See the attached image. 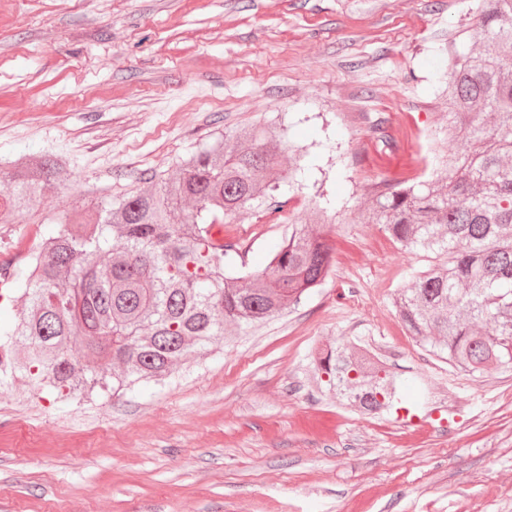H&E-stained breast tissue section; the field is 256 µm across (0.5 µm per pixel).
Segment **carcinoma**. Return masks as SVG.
Here are the masks:
<instances>
[{"label":"carcinoma","instance_id":"cac0c4a2","mask_svg":"<svg viewBox=\"0 0 512 512\" xmlns=\"http://www.w3.org/2000/svg\"><path fill=\"white\" fill-rule=\"evenodd\" d=\"M472 40L479 49L452 54L438 76L448 84L450 131L466 150L432 179L382 181L364 217L405 250L439 258L403 288L399 316L474 373L512 368V0H482ZM288 150L262 126L222 134L152 190L100 200L95 221L62 214L64 229L0 289L27 304L23 319L0 330V386L21 376L74 399L130 390L173 374L224 327L260 326L299 304L331 267L324 237L293 225L257 275L240 273L224 243V217L260 199L275 212L288 204L281 183L298 173L284 169ZM62 171L53 157L15 163L0 201L28 212ZM318 371L364 413L401 402L394 375L366 352L330 347Z\"/></svg>","mask_w":512,"mask_h":512}]
</instances>
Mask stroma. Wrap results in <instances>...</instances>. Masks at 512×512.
<instances>
[{
  "instance_id": "1",
  "label": "stroma",
  "mask_w": 512,
  "mask_h": 512,
  "mask_svg": "<svg viewBox=\"0 0 512 512\" xmlns=\"http://www.w3.org/2000/svg\"><path fill=\"white\" fill-rule=\"evenodd\" d=\"M480 0H0V189L58 155L36 214L0 207V258L58 232L88 187L154 186L213 134L284 128L317 167L283 211L224 227L247 272L316 203L335 218L322 285L227 328L164 382L63 400L0 388V512H512V371L469 374L410 336L396 300L433 254L361 210L375 183L432 175L437 83ZM382 133H375V126ZM343 343L394 372L400 410L339 403L315 370Z\"/></svg>"
}]
</instances>
